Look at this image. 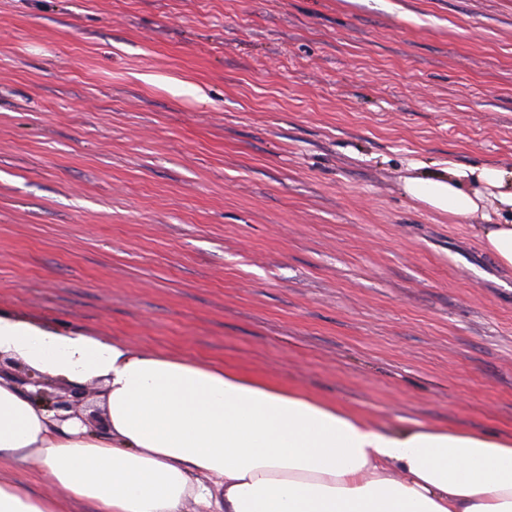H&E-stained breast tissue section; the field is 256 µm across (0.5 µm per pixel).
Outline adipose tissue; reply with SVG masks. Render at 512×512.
<instances>
[{"instance_id":"obj_1","label":"adipose tissue","mask_w":512,"mask_h":512,"mask_svg":"<svg viewBox=\"0 0 512 512\" xmlns=\"http://www.w3.org/2000/svg\"><path fill=\"white\" fill-rule=\"evenodd\" d=\"M404 191L512 268V166L453 161ZM0 357L101 390L105 430L58 421L0 373V512H512V438L404 420L237 369L0 315ZM32 471L33 491L19 474Z\"/></svg>"}]
</instances>
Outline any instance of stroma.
<instances>
[{"instance_id": "obj_1", "label": "stroma", "mask_w": 512, "mask_h": 512, "mask_svg": "<svg viewBox=\"0 0 512 512\" xmlns=\"http://www.w3.org/2000/svg\"><path fill=\"white\" fill-rule=\"evenodd\" d=\"M448 159L512 165V0H0L1 315L511 438Z\"/></svg>"}]
</instances>
